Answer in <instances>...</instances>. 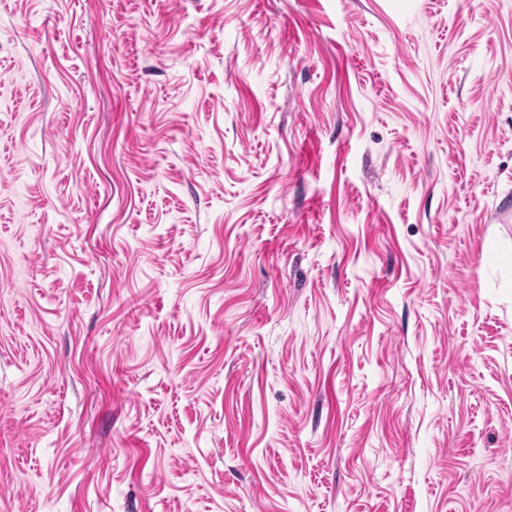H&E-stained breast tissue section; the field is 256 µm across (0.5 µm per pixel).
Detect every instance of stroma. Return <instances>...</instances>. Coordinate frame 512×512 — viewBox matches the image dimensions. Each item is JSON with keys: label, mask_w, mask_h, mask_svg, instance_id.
<instances>
[{"label": "stroma", "mask_w": 512, "mask_h": 512, "mask_svg": "<svg viewBox=\"0 0 512 512\" xmlns=\"http://www.w3.org/2000/svg\"><path fill=\"white\" fill-rule=\"evenodd\" d=\"M0 512H512V0H0Z\"/></svg>", "instance_id": "obj_1"}]
</instances>
